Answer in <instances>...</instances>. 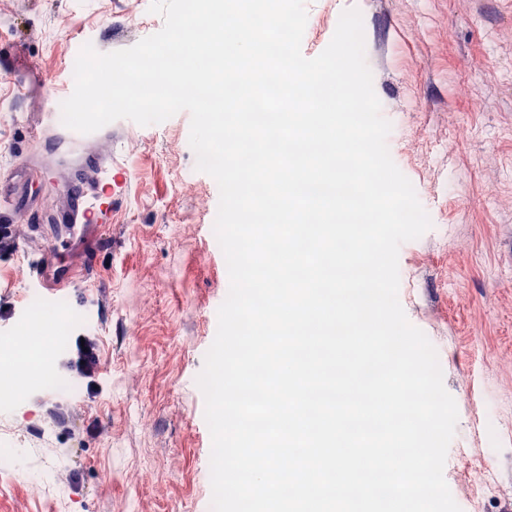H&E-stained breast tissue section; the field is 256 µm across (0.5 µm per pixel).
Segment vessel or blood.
Returning a JSON list of instances; mask_svg holds the SVG:
<instances>
[{"label":"vessel or blood","mask_w":512,"mask_h":512,"mask_svg":"<svg viewBox=\"0 0 512 512\" xmlns=\"http://www.w3.org/2000/svg\"><path fill=\"white\" fill-rule=\"evenodd\" d=\"M32 150L0 167V246L26 242L34 259L28 286L46 309L73 289L95 283L97 257L123 215V189L112 167V128L91 134L55 127L46 111L31 128ZM76 147L63 185L65 201L45 209L36 193L56 177L52 146Z\"/></svg>","instance_id":"1"}]
</instances>
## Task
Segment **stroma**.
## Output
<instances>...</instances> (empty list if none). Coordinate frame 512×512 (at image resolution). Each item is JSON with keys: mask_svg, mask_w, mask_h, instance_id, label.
Wrapping results in <instances>:
<instances>
[{"mask_svg": "<svg viewBox=\"0 0 512 512\" xmlns=\"http://www.w3.org/2000/svg\"><path fill=\"white\" fill-rule=\"evenodd\" d=\"M151 0H0V164L29 143L10 62L71 69L74 39L93 30L109 52L161 30ZM390 156L432 226L398 256V298L435 347L464 458L444 478L469 512H512V0H349ZM302 53L331 41L336 0H305ZM190 115L115 133L127 174L125 215L98 257L101 287L78 288L38 326L29 253L0 250V377L19 337L41 341L43 373L0 407V447L23 451L0 474V512H212V439L197 377L229 291L210 262L216 181L196 168ZM87 334L98 393L63 370Z\"/></svg>", "mask_w": 512, "mask_h": 512, "instance_id": "1", "label": "stroma"}]
</instances>
